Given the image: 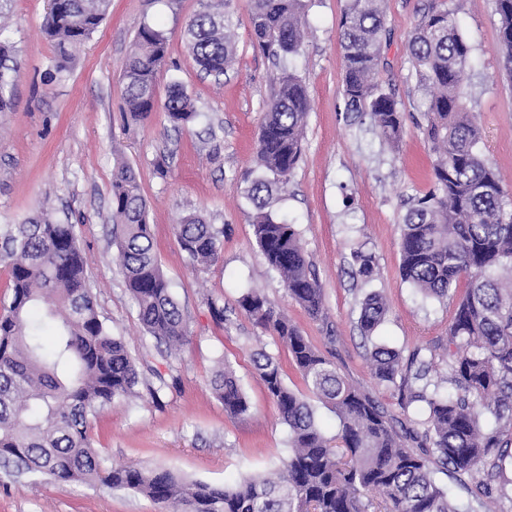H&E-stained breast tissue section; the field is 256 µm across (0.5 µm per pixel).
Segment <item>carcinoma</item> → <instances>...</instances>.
Instances as JSON below:
<instances>
[{
	"instance_id": "carcinoma-1",
	"label": "carcinoma",
	"mask_w": 512,
	"mask_h": 512,
	"mask_svg": "<svg viewBox=\"0 0 512 512\" xmlns=\"http://www.w3.org/2000/svg\"><path fill=\"white\" fill-rule=\"evenodd\" d=\"M381 0H348L339 25L343 48L346 111L369 117L391 147L403 137L402 112L394 95L374 82L382 62L385 16ZM110 0H50L44 31L60 49L55 74L68 70L78 49L105 18ZM498 51L512 73V0H496ZM255 44L280 68L278 88L266 103L254 152L255 177L245 190L255 215L253 234L267 265L279 273L288 297L318 320L323 288L294 225L269 208L291 180L302 154L310 99L303 80L289 67L301 49L305 0H250ZM231 18L208 5L186 25L193 62L219 77L236 57L228 34ZM418 86L428 95L424 139L434 154L433 187L407 210L400 224V275L427 298L464 295L448 326V345L399 351L375 345L369 355L373 378L396 385L419 403L421 418L409 428L374 397L350 383L261 292L250 289L239 307L287 348L311 398L288 387L279 362L260 350L253 362L280 420L288 427V454L272 477L251 476L232 487L178 479L171 471L107 466L92 450L91 417L117 398L136 395L139 372L125 344L112 336L97 308L86 273V258L74 225L43 211L0 234V263L10 274L11 299L0 313V460L40 472L59 482H97L130 490L173 512H368L363 491L383 496L384 512H481L482 496L498 484L509 498L507 466L512 465V210L493 162L482 152L481 132L464 105L463 78L471 45L446 0L424 8L406 45ZM167 37L142 24L135 51L122 72L126 120L138 124L162 110L170 123L185 127L200 115L184 87L174 83L164 102L157 74L167 65ZM11 47L0 40V112L11 98L6 89L13 67ZM111 235L127 289L138 305L144 331L167 349L188 337L185 317L171 283L153 251L147 205L135 171L117 164L112 179ZM176 235L192 264L219 258L224 229L196 215L184 217ZM357 273L374 276L372 254L357 247ZM44 306L55 321L52 347L40 340L41 322L31 311ZM383 296L368 293L358 327L370 340L384 321ZM446 365L442 381L423 380L436 355ZM215 397L232 416L250 410L232 366L224 363L211 380ZM316 400L338 419L328 437L316 419ZM467 474L463 500L436 483Z\"/></svg>"
}]
</instances>
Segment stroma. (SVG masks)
<instances>
[{
    "instance_id": "obj_1",
    "label": "stroma",
    "mask_w": 512,
    "mask_h": 512,
    "mask_svg": "<svg viewBox=\"0 0 512 512\" xmlns=\"http://www.w3.org/2000/svg\"><path fill=\"white\" fill-rule=\"evenodd\" d=\"M205 2L111 0L105 20L56 78V47L42 32L48 0H0V24L16 66L12 106L0 113V229L44 209L74 224L98 310L136 361L137 396L112 402L91 421L93 448L104 463L165 468L188 482L231 486L250 475L271 474L288 452V430L255 373L253 351L261 347L277 357L285 383L306 391L287 349L240 309L242 293L260 289L351 383L403 420L417 418L418 406L371 376L372 345L358 328L360 302L371 291L383 296L388 312L378 339L405 358L428 344L447 342L453 305L424 298L399 273L402 217L433 186V156L421 132L425 94L405 51L429 0H383L389 39L377 80L393 92L402 111L405 133L395 149L369 119L345 110L337 32L346 0H306L303 45L290 66L306 85L311 110L301 161L273 212L294 222L316 270L325 302L319 321L289 299L267 267L244 195L277 68L253 43L249 0H233L236 58L224 76L200 72L189 56L184 27ZM447 3L472 47L464 74L467 110L512 203V77L497 52L496 3ZM144 23L168 38L158 97L179 82L201 114L187 127H173L161 112L136 126L124 120L121 74ZM121 160L137 174L160 267L187 319L188 341L175 358L144 334L109 234L112 177ZM191 213L224 230L221 253L211 265L192 266L177 241L176 226ZM357 247L375 257L372 281L352 273ZM213 299L224 308L223 320L211 313ZM226 363L251 406L242 417L228 415L210 389L212 376ZM162 378L170 385L152 402L147 388ZM0 512L170 509L129 490L18 476L0 467Z\"/></svg>"
}]
</instances>
